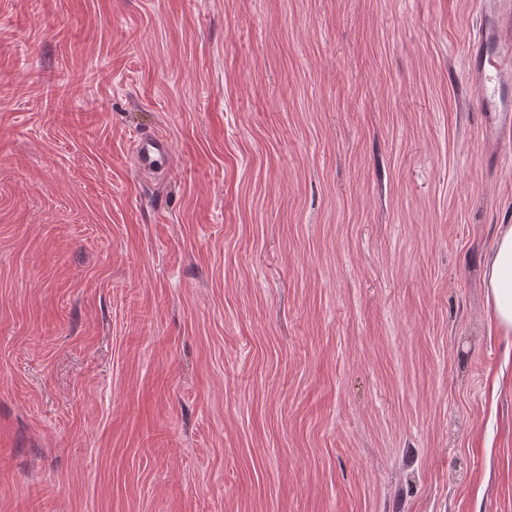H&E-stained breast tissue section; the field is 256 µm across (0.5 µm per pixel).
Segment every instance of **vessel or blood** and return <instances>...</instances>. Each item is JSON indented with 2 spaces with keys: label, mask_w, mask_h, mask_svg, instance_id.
<instances>
[{
  "label": "vessel or blood",
  "mask_w": 512,
  "mask_h": 512,
  "mask_svg": "<svg viewBox=\"0 0 512 512\" xmlns=\"http://www.w3.org/2000/svg\"><path fill=\"white\" fill-rule=\"evenodd\" d=\"M479 21L468 37L467 66L477 83V110L493 130L512 135V0H477ZM132 154L140 172L160 169L171 155L159 133L138 135Z\"/></svg>",
  "instance_id": "1"
}]
</instances>
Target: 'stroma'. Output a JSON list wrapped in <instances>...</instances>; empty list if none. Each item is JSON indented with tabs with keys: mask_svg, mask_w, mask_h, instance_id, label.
I'll return each instance as SVG.
<instances>
[{
	"mask_svg": "<svg viewBox=\"0 0 512 512\" xmlns=\"http://www.w3.org/2000/svg\"><path fill=\"white\" fill-rule=\"evenodd\" d=\"M475 23L0 0V512H512ZM132 154L139 171L150 173L161 169L162 161L171 156V146L162 134H140L132 142Z\"/></svg>",
	"mask_w": 512,
	"mask_h": 512,
	"instance_id": "1",
	"label": "stroma"
}]
</instances>
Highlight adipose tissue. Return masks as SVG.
Instances as JSON below:
<instances>
[{
	"instance_id": "adipose-tissue-1",
	"label": "adipose tissue",
	"mask_w": 512,
	"mask_h": 512,
	"mask_svg": "<svg viewBox=\"0 0 512 512\" xmlns=\"http://www.w3.org/2000/svg\"><path fill=\"white\" fill-rule=\"evenodd\" d=\"M488 304L497 331L512 335V224H502L484 271Z\"/></svg>"
}]
</instances>
